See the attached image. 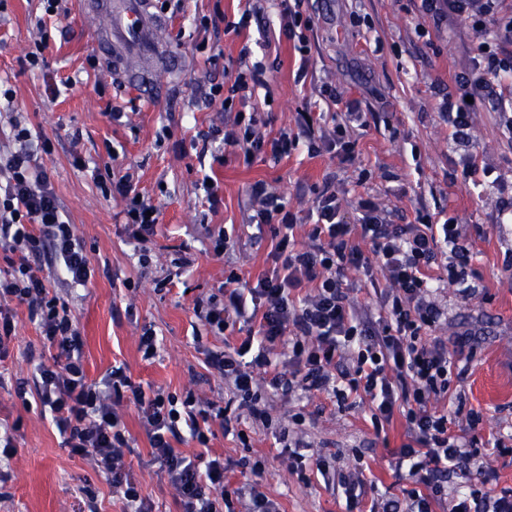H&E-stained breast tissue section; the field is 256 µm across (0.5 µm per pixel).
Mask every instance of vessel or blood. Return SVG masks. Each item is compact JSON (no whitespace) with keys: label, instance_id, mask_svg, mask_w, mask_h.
<instances>
[{"label":"vessel or blood","instance_id":"obj_1","mask_svg":"<svg viewBox=\"0 0 512 512\" xmlns=\"http://www.w3.org/2000/svg\"><path fill=\"white\" fill-rule=\"evenodd\" d=\"M87 18L99 21L98 49L114 52L113 72L153 98L158 77L130 67V60H154L162 54V22L151 10L150 0H84Z\"/></svg>","mask_w":512,"mask_h":512}]
</instances>
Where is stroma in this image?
I'll use <instances>...</instances> for the list:
<instances>
[{
    "mask_svg": "<svg viewBox=\"0 0 512 512\" xmlns=\"http://www.w3.org/2000/svg\"><path fill=\"white\" fill-rule=\"evenodd\" d=\"M249 0H181L177 12L162 11L165 40L171 53L185 59L178 75H161L152 102L138 89L116 80L104 57L96 56L95 32L79 0H58L54 14L43 0H0V80L15 94L12 110L32 131L49 139L51 154L39 156L68 223L82 237L94 275L86 286L61 288L57 294L77 316L83 339L84 367L100 379L115 364L127 367L135 381L180 395L186 391L223 402L221 379L208 372L199 345L237 344L240 335H212L193 314L196 298L216 292L225 277L238 273L256 280L268 269L273 246L270 232H258L248 187L266 181L290 209L308 213L324 181H332L350 205L371 193L391 223L413 222L414 211L426 208L453 217L472 243L468 282L462 296L457 287L441 290L438 302L448 311L441 336L452 338L470 330L475 356L457 389L466 408L482 420L483 438L512 436V222H501L497 201L512 197V148L500 138L488 111L474 116V140L455 142L438 105L455 91L452 74L464 71L475 35L468 23L454 22L442 34H420L411 19V0H262L261 13L243 34L230 30ZM311 19L306 30L308 68L297 78L300 56L284 28L290 11ZM41 50L44 67L25 65L27 54ZM95 64H88V56ZM262 62L268 87L255 88L245 111L255 113L268 136L294 127L303 109L362 113L366 124L356 128L358 157L343 164L328 153L310 156L299 147L280 162L225 155L214 161L204 151L203 133L223 127L230 113L207 107L203 96L211 82L232 84L238 69ZM335 99L321 97L323 85ZM127 117L110 120V106ZM491 168L497 185L475 184L467 176L469 159ZM132 174L139 193L159 213L157 234L149 245L148 268H141L126 242L123 203L104 196L96 185L107 172ZM218 183L220 203L209 210L202 179ZM224 228L240 242L216 259L201 234L202 225ZM190 266L173 285L159 289L173 259ZM16 337L9 357L0 362V423L19 424L17 451L0 469V512H82L87 494H94L100 512H121L109 483L83 459L71 455L50 417L36 401H22L18 382L31 379L34 357L51 362L26 306L15 309ZM157 331L159 348L152 360L138 350L143 326ZM306 417L305 440L310 453L332 454L336 469L349 478L374 485L387 500H403L409 483L392 471L394 453L405 443L403 420L377 431L367 405L338 407L323 394L273 399L270 413L288 421ZM125 425L135 440L131 466L141 495L152 512H181L174 489L152 464L148 439L135 409L125 412ZM242 418L247 441L226 435L213 423L210 447L230 468L232 483L242 482L241 458L264 464L263 490L282 512H344L340 491L318 479L303 481L288 470V461L272 433L252 434ZM489 479L461 470L448 476L452 488L484 484L496 495L512 488V453L490 454Z\"/></svg>",
    "mask_w": 512,
    "mask_h": 512,
    "instance_id": "obj_1",
    "label": "stroma"
}]
</instances>
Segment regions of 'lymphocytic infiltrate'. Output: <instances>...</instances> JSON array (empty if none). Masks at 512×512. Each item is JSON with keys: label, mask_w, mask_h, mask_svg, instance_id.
I'll return each mask as SVG.
<instances>
[{"label": "lymphocytic infiltrate", "mask_w": 512, "mask_h": 512, "mask_svg": "<svg viewBox=\"0 0 512 512\" xmlns=\"http://www.w3.org/2000/svg\"><path fill=\"white\" fill-rule=\"evenodd\" d=\"M458 19L480 39L463 75V95L445 100L439 113L453 138L466 143L475 112L491 106L501 136L512 142V0H414L417 29L439 33ZM265 74L257 63L238 72L231 86L210 85L205 105L234 114L223 129L208 134L218 140L219 150L240 152L248 164L263 152L277 162L303 143L309 154L327 151L341 162L354 160L358 113H336L327 128L319 115L303 111L295 129L269 139L259 132L255 116L234 111L237 96L266 85ZM13 138L15 150L0 159V258L7 264L0 269V359L8 356L14 337L13 307L26 306L45 343L56 350L53 365L34 368L36 397L48 408L63 446L104 476L123 512H151L127 462L134 441L123 409L130 405L182 512H278L261 489V462L240 459L250 478L233 489L223 456L211 452L213 419H220L225 433L245 436L226 409H214L191 391L178 398L161 388L144 389L121 366L101 379H88L78 321L49 288L53 279L69 288L89 281L85 245L75 226L62 220L50 177L37 163L38 153H51L50 141L33 143L30 130L18 123ZM110 192L125 203L130 238L142 246L152 242L159 216L129 176L113 180ZM248 194L254 206L251 223L268 227L276 240L267 256L270 267L253 281L230 274L217 293L193 307L195 317L216 336L240 321L252 326L239 346L201 350L204 365L223 381L229 403L265 431L274 428L272 397L316 391L340 405L359 397L369 407L375 430L397 417L404 421L407 441L395 452V472L411 487L400 512H432L433 504L445 501L448 512H512V489L494 496L474 486L462 494L448 487L450 471L484 465L478 436L457 429L459 415L473 426L481 420L477 412H464L461 395L452 392L454 380L466 370L450 357L447 339L436 334L444 311L432 298L435 267L444 263L449 283L462 287L472 258L456 219L439 222L419 208L413 222L392 224L371 198L361 196L351 223L328 182L316 194V219L300 240V218L267 182H253ZM45 252L53 267L49 277L31 263ZM350 270L374 286L375 305L354 299L346 280ZM186 442L196 445L194 456L180 452ZM279 442L289 470L299 475L316 470L326 486L341 488L346 512H361L363 481L337 476L324 456L306 458L303 441L290 440L287 429L279 430Z\"/></svg>", "instance_id": "f902f5d3"}]
</instances>
